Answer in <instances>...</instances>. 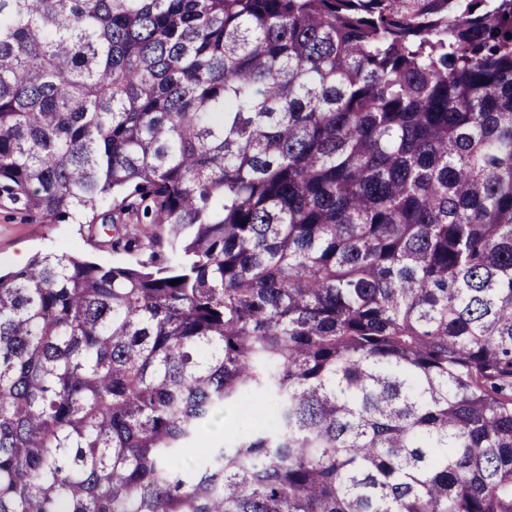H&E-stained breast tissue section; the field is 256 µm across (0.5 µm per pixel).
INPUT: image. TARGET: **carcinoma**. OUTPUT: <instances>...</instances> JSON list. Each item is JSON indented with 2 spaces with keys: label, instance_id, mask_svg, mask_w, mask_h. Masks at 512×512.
Instances as JSON below:
<instances>
[{
  "label": "carcinoma",
  "instance_id": "1",
  "mask_svg": "<svg viewBox=\"0 0 512 512\" xmlns=\"http://www.w3.org/2000/svg\"><path fill=\"white\" fill-rule=\"evenodd\" d=\"M2 200L166 233L0 273V512H512V0H0ZM261 400L258 398V397H254V398H251L250 400L247 401L246 403V407H247V410H248V413L245 414L243 411H242V408L240 410V414L241 415H249V416H253V418H250V419H259V412H258V409H259V402ZM237 411H234L232 412L231 414L226 412L223 416L220 417L218 423H217V426L216 428L212 431V433H209V437L212 439V438H217L219 437L220 435L224 434V430L225 429H231L233 428L236 424H237V421L238 419L241 417ZM231 417V420L229 421V418Z\"/></svg>",
  "mask_w": 512,
  "mask_h": 512
}]
</instances>
